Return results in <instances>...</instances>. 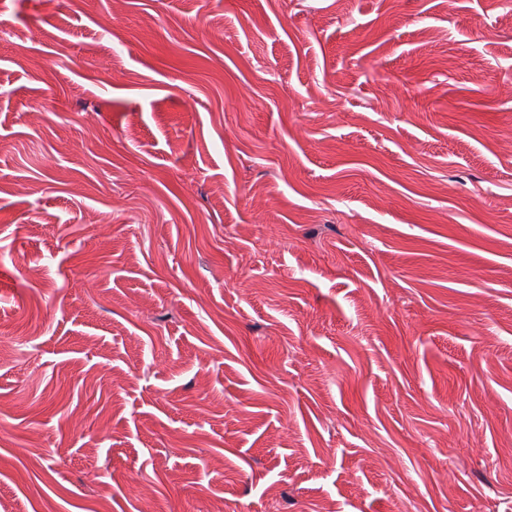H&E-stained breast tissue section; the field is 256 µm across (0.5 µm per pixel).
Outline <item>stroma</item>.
I'll return each instance as SVG.
<instances>
[{"label":"stroma","mask_w":512,"mask_h":512,"mask_svg":"<svg viewBox=\"0 0 512 512\" xmlns=\"http://www.w3.org/2000/svg\"><path fill=\"white\" fill-rule=\"evenodd\" d=\"M1 24L0 499L512 512V0Z\"/></svg>","instance_id":"stroma-1"}]
</instances>
